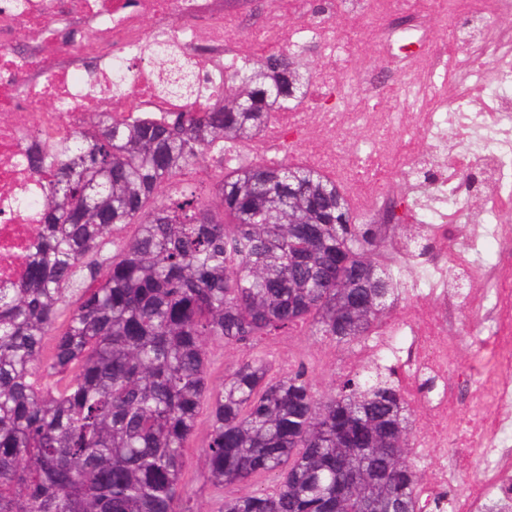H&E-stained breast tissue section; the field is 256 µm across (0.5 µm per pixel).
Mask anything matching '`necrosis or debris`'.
Masks as SVG:
<instances>
[{
	"mask_svg": "<svg viewBox=\"0 0 512 512\" xmlns=\"http://www.w3.org/2000/svg\"><path fill=\"white\" fill-rule=\"evenodd\" d=\"M266 2L255 17L230 0H0V285L21 280L41 227L47 178L29 155L69 140L92 110L160 121L184 109L162 89L164 51L187 62L199 105L262 56H317L311 97L271 119L263 148L335 175L380 227L402 307L367 354L387 353L408 374L427 426L418 456L441 438L481 448L476 482L454 484L443 464L429 471L421 512L436 498L453 512H512V0ZM286 15L299 24L283 26ZM367 29L379 34L373 64L355 56ZM413 234L425 254L412 252ZM488 237L501 244L494 264ZM465 316L480 319L477 344L496 373L454 368ZM449 375L454 387L424 393L423 379ZM460 386L486 390L494 416L453 423Z\"/></svg>",
	"mask_w": 512,
	"mask_h": 512,
	"instance_id": "4bbe7bcc",
	"label": "necrosis or debris"
}]
</instances>
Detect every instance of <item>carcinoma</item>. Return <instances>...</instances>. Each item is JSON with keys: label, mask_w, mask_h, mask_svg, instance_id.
<instances>
[{"label": "carcinoma", "mask_w": 512, "mask_h": 512, "mask_svg": "<svg viewBox=\"0 0 512 512\" xmlns=\"http://www.w3.org/2000/svg\"><path fill=\"white\" fill-rule=\"evenodd\" d=\"M168 62L165 90L191 98L184 59ZM261 62L264 81L246 68L202 116L97 112L55 154L31 158L50 179L24 278L0 288V512H194L185 449L204 406V481L277 479L219 512H417L415 467L397 462L411 421L392 373L365 367L321 391L305 363L271 379L254 356L210 381L212 341L306 325L349 344L398 301L396 275L367 263L380 249L373 225L317 170H228L212 187L219 213L172 188L213 143L249 141L307 98L305 63Z\"/></svg>", "instance_id": "obj_1"}]
</instances>
